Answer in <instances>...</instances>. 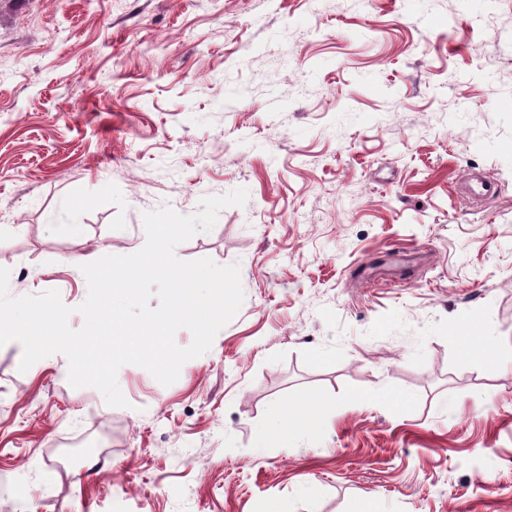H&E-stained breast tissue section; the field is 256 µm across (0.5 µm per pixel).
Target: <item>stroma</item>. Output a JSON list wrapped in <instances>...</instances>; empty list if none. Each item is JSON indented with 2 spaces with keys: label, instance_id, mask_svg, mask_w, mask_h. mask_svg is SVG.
Instances as JSON below:
<instances>
[{
  "label": "stroma",
  "instance_id": "1",
  "mask_svg": "<svg viewBox=\"0 0 512 512\" xmlns=\"http://www.w3.org/2000/svg\"><path fill=\"white\" fill-rule=\"evenodd\" d=\"M239 187L176 255L244 302L174 383L0 346V512H512V0H0L11 296L80 329V263ZM318 407L312 404H306L299 410L292 411L286 408L284 418L282 419V428L284 431L297 432L311 430L317 420Z\"/></svg>",
  "mask_w": 512,
  "mask_h": 512
}]
</instances>
